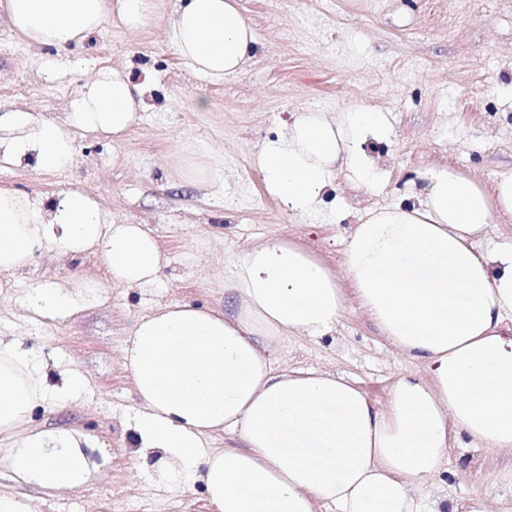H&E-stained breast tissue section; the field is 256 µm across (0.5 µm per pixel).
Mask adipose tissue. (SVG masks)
Instances as JSON below:
<instances>
[{
    "label": "adipose tissue",
    "mask_w": 512,
    "mask_h": 512,
    "mask_svg": "<svg viewBox=\"0 0 512 512\" xmlns=\"http://www.w3.org/2000/svg\"><path fill=\"white\" fill-rule=\"evenodd\" d=\"M5 11L25 41L64 49L111 23L135 31L162 20L165 0H5ZM170 39L213 79L257 52L239 0H186ZM142 93L129 71L105 68L72 98L68 126L2 112L0 161L60 169L74 154L69 127L120 136ZM384 127L373 109L338 123L298 113L256 154L268 194L306 214L324 202L337 163L377 181L364 145ZM419 179L414 203L370 210L354 225L343 274L297 242L263 241L234 259L232 313L159 303L137 318L122 348L138 398L126 429L148 480L172 494L201 485L212 512H491L482 497L450 498L439 481L452 449L512 455V247L474 248L494 216L512 217V177L491 191L449 166ZM38 245L98 249L109 278L33 285L23 305L34 319H66L113 285L150 286L168 262L142 225L113 223L82 190L43 204L0 189V273ZM344 278L381 334L424 368L400 375L381 408L339 374L275 369L268 350L278 336L332 334L346 311ZM80 387L74 374L49 384L31 351L0 343V469L14 482L65 496L104 476L109 455L90 435L29 427L36 408L71 401ZM221 431L239 446L212 447ZM420 486L434 495L417 499Z\"/></svg>",
    "instance_id": "1"
}]
</instances>
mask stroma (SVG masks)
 <instances>
[{"instance_id":"35a3bbf8","label":"stroma","mask_w":512,"mask_h":512,"mask_svg":"<svg viewBox=\"0 0 512 512\" xmlns=\"http://www.w3.org/2000/svg\"><path fill=\"white\" fill-rule=\"evenodd\" d=\"M259 50L239 71L212 82L192 72L165 23L131 33L106 28L65 51L17 40L0 19V113L35 112L62 122L83 84L103 68L134 66L144 88L140 117L122 138L74 131L75 156L56 171L0 162V188L48 201L66 189L95 196L116 221L140 224L169 263L155 288H113L105 301L63 321L28 320L21 299L32 284L102 282L94 250L42 248L0 290V336L15 337L45 364L83 378L77 399L38 409L31 426H71L107 448L104 477L65 497L39 494L38 512H211L201 487L173 495L139 476L124 423L137 403L121 347L138 316L159 303L224 307L236 254L268 239L302 243L340 269L352 224L375 207L415 200L419 172L450 165L493 188L512 176V0H240ZM58 73L46 79L44 65ZM372 107L386 133L365 145L387 176L372 185L347 167L325 204L292 215L270 196L254 154L300 110L341 116ZM208 168L187 182L188 164ZM335 335L273 341L276 368L331 370L384 406L399 374L418 362L396 350L347 292ZM448 492L512 506V455L454 449Z\"/></svg>"}]
</instances>
